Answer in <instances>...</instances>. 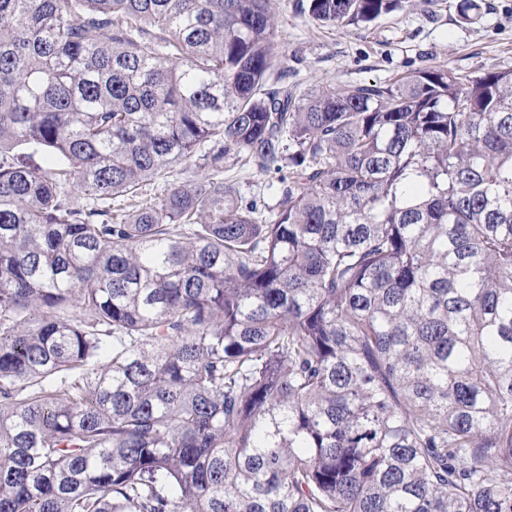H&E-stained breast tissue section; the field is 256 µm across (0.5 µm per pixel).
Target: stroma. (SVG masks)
I'll list each match as a JSON object with an SVG mask.
<instances>
[{
  "label": "stroma",
  "instance_id": "35a3bbf8",
  "mask_svg": "<svg viewBox=\"0 0 512 512\" xmlns=\"http://www.w3.org/2000/svg\"><path fill=\"white\" fill-rule=\"evenodd\" d=\"M478 20L461 18L460 0H407L403 9L369 25L315 22L302 0H269L279 58L274 72L297 94L331 84L385 82L409 70L450 66L459 77L489 66L512 67V0H483ZM245 200L273 203L278 173H261L226 160L221 173Z\"/></svg>",
  "mask_w": 512,
  "mask_h": 512
}]
</instances>
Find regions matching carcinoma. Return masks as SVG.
<instances>
[{"label": "carcinoma", "mask_w": 512, "mask_h": 512, "mask_svg": "<svg viewBox=\"0 0 512 512\" xmlns=\"http://www.w3.org/2000/svg\"><path fill=\"white\" fill-rule=\"evenodd\" d=\"M275 29L0 0V512H512V69L297 99ZM282 174L288 175V170L285 169L281 173H260L256 170L242 169L232 159H227L224 161V171L216 172L214 175L215 178H224V182L235 183L245 200H256L260 206L264 204L263 201L269 205L274 203V189ZM194 175L192 170H186L183 166L177 165L174 166L172 171L169 172L166 176V182H156L155 184L146 186L141 191V195L139 197L133 198V203L135 202H142L146 199L153 198L155 195H159L163 192L164 188L166 187V184H176V185H182L189 183V181L192 179V176ZM130 202V203H132ZM138 203V204H139Z\"/></svg>", "instance_id": "obj_1"}]
</instances>
